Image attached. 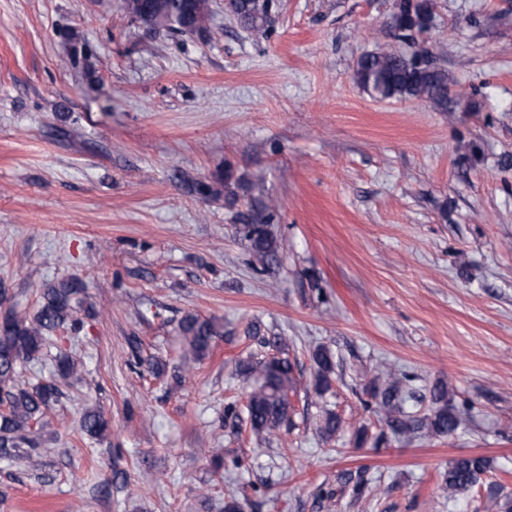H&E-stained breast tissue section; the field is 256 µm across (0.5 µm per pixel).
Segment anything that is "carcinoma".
<instances>
[{"label":"carcinoma","mask_w":512,"mask_h":512,"mask_svg":"<svg viewBox=\"0 0 512 512\" xmlns=\"http://www.w3.org/2000/svg\"><path fill=\"white\" fill-rule=\"evenodd\" d=\"M123 10L132 18L154 28L179 31L185 14H191L198 33L210 32L213 0H123ZM432 0H394L390 16L391 29L422 34L434 20ZM279 5L277 0H227L224 11L247 31L268 29ZM433 52L426 51L423 61L393 50L361 55L353 69L357 85L377 100H422L445 108L448 104V74L430 61ZM239 231L248 242L252 256L263 266L276 261L279 243L271 231L273 214H242ZM85 284L72 278L43 289L38 311L29 319L16 312L0 323V457H12L16 449L26 445L27 462L38 463L39 453L30 431L45 410L63 395L62 382L77 374V365L67 351H59L54 359V373L49 378L28 386L21 382L20 368L39 355L49 335L74 328L75 305L82 301ZM180 334L189 350L198 358L206 357L213 341L220 335L213 319L186 315L180 322ZM317 365V384H328L333 362L327 352L313 355ZM239 373L253 381L246 404L247 420L257 436L270 435L290 419L288 394L295 390L294 367L286 357L273 355L256 362L239 364ZM401 382L392 381L381 394L383 420L390 430L410 440L418 437L446 436L458 431L469 418L466 408L448 404V390L439 387L433 392L432 413L419 417L403 408ZM81 431L90 437H103L110 422L97 410L87 411L80 422ZM491 469L490 459L469 456L454 460L443 475L448 494L471 492L480 477Z\"/></svg>","instance_id":"cac0c4a2"}]
</instances>
